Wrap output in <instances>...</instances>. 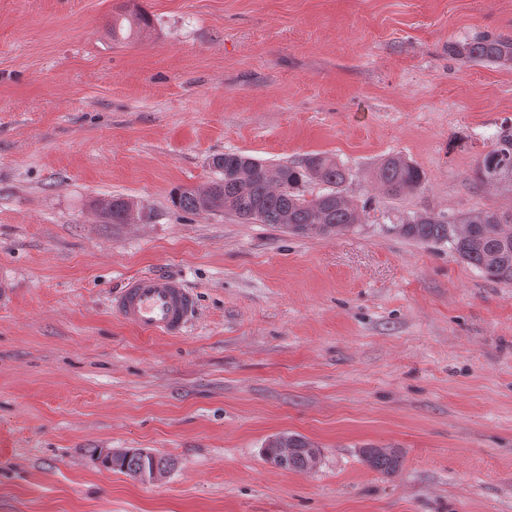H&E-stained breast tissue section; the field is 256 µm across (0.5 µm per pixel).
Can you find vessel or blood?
Instances as JSON below:
<instances>
[{"label":"vessel or blood","mask_w":512,"mask_h":512,"mask_svg":"<svg viewBox=\"0 0 512 512\" xmlns=\"http://www.w3.org/2000/svg\"><path fill=\"white\" fill-rule=\"evenodd\" d=\"M196 305L194 292L182 279L158 272L132 277L110 300L112 311L124 322L164 336L182 335Z\"/></svg>","instance_id":"1"}]
</instances>
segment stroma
Here are the masks:
<instances>
[{
	"mask_svg": "<svg viewBox=\"0 0 512 512\" xmlns=\"http://www.w3.org/2000/svg\"><path fill=\"white\" fill-rule=\"evenodd\" d=\"M121 2L0 0V512H512V285L381 219L512 209L472 178L512 66L452 53L512 38V0H141L116 44ZM230 150L335 157L372 207L330 238L173 207ZM393 154L421 191L378 192ZM115 195L151 221L100 223ZM144 272L196 293L183 335L111 311ZM283 432L316 469L265 459ZM106 448L175 466L143 483ZM153 25L150 13L137 1H124L116 11L112 12L109 31L112 41L117 43L129 42L134 36L149 30ZM282 448H293L288 456L281 457L286 458L285 466L276 463L277 466L285 470H313V451L319 454L320 462L319 448H315L310 441L298 434L282 433L269 438L263 446V453L268 460L272 459V462H276L277 458L281 456ZM362 457L371 469L385 475L399 471L404 458L402 452L397 448L382 450L373 445L363 448Z\"/></svg>",
	"mask_w": 512,
	"mask_h": 512,
	"instance_id": "1",
	"label": "stroma"
}]
</instances>
